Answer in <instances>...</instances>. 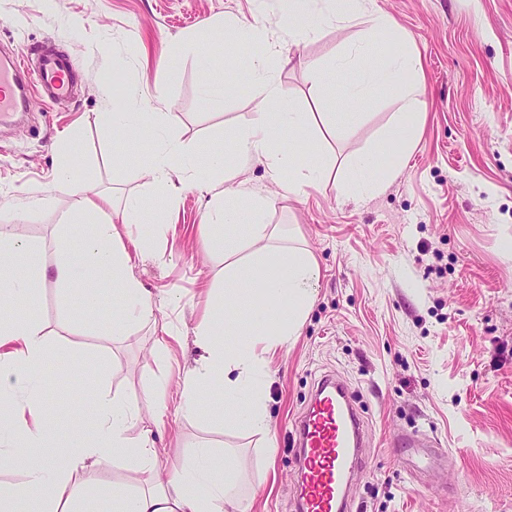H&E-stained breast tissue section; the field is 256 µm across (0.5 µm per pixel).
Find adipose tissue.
I'll return each mask as SVG.
<instances>
[{
    "instance_id": "obj_1",
    "label": "adipose tissue",
    "mask_w": 512,
    "mask_h": 512,
    "mask_svg": "<svg viewBox=\"0 0 512 512\" xmlns=\"http://www.w3.org/2000/svg\"><path fill=\"white\" fill-rule=\"evenodd\" d=\"M261 9L274 13L295 42L318 35L334 22H354L370 31L390 28L374 0H263ZM207 30L212 36L263 47L261 56L242 62L256 110L236 131L239 157L263 161L283 196L305 197L322 170L315 164L300 167L295 151L282 145L283 134L304 141L311 128L308 113L292 111L286 91L267 66L279 56V42L262 21L244 25L231 18L217 19L208 23ZM420 73L419 58L401 44L379 57L376 67L344 97V118L354 124L359 120L354 111L359 99L380 90L391 93L398 106L393 137L402 147L387 163L376 154L345 158L352 178L339 184L340 194L370 195L401 171L409 135L426 107L418 85ZM103 118L113 128L136 131L152 141L153 149L138 171L151 177L156 190H168L176 178L190 183L215 181L223 191L209 211L208 223L249 224L253 249L244 253L235 241L224 244L226 316L199 326L203 362L184 377L178 410L197 411L202 386L220 378L224 396L219 405L210 407V415L270 435L264 354L286 346L297 335L318 278L315 258L305 249L283 244L277 228L267 222L266 197L235 186V168L223 150L212 149L202 166L169 136L171 113L147 111L143 100L133 96L121 111L104 113ZM146 216L136 197L119 209L106 198L79 200L60 229V256L50 269L41 263L33 241L0 225V282L9 284L7 292H0V470L19 469L25 474L22 484L0 489V512H84L76 498L79 475L126 458L138 460L152 472L159 468L150 434L130 439L127 431L134 412L116 400L93 407V437H72L65 455L54 453L52 408L40 384L47 356L42 327L35 318L13 315L5 306L9 300L29 299L34 282L50 273L80 298V307L70 314L75 328L89 329L100 321L106 336L126 335L134 323L153 316L152 299L132 274L130 254L120 237L121 229H133ZM75 240L80 241V250H71ZM94 271L106 276L120 297L119 307L103 309L99 290L89 282ZM228 335L237 336L235 348L225 346ZM238 482L239 467L231 452L204 449L173 467L166 479L137 491H113L112 512H245Z\"/></svg>"
}]
</instances>
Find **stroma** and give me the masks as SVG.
<instances>
[{
    "label": "stroma",
    "mask_w": 512,
    "mask_h": 512,
    "mask_svg": "<svg viewBox=\"0 0 512 512\" xmlns=\"http://www.w3.org/2000/svg\"><path fill=\"white\" fill-rule=\"evenodd\" d=\"M422 65L426 109L414 147L385 187L356 201L341 196L342 160L381 152L396 104L385 92L359 103L355 129L325 127L321 115L341 102L350 81L371 58L325 85H313L305 63L328 66L362 40L382 51L385 35L335 22L319 36L281 43L276 77L292 108L312 113L313 138L300 144L301 164L324 173L302 199L274 195L263 162L242 161L237 179L269 197L268 221L316 258L320 276L307 318L285 347L266 353V409L276 455L267 461L259 435L228 427L206 410L168 413L155 426L147 392L166 383L176 406L185 375L203 351L195 331L209 291L224 287V242H245L248 224H202L213 192L178 184L175 207L163 222L133 231L147 248H131L132 271L150 293L155 323L134 324L110 339L72 332L75 296L53 276L35 285V299L17 312L39 320L48 352L68 346L84 369L51 359L45 391L63 411L57 441L90 437L91 423L73 416L84 400L116 397L137 407L130 438L152 432L161 469L197 448L234 450L247 512H291L296 475L292 431L317 380L344 379L367 430L362 466L351 487L353 512H512V0H376ZM257 0H0V52L15 56L49 41L67 52L78 74L73 98L34 103L27 122L0 133V221L24 215L22 234L42 262L59 256L60 226L73 199L106 197L123 205L157 196L136 178L130 152L98 113L119 110L137 96L176 117L169 134L195 155L220 143L235 157L234 132L252 116L248 88L214 110L201 93L202 68L230 76L228 58L256 53L253 45L211 43L203 57L170 58L176 39L216 17L254 22ZM75 133L66 183L56 181L57 148ZM54 195L50 207L39 206ZM170 324L171 334L155 331ZM428 433L432 449L406 447L405 435ZM149 474L132 461L95 467L78 479L79 492L132 491Z\"/></svg>",
    "instance_id": "1"
}]
</instances>
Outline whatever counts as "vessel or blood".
Returning <instances> with one entry per match:
<instances>
[{
	"instance_id": "obj_1",
	"label": "vessel or blood",
	"mask_w": 512,
	"mask_h": 512,
	"mask_svg": "<svg viewBox=\"0 0 512 512\" xmlns=\"http://www.w3.org/2000/svg\"><path fill=\"white\" fill-rule=\"evenodd\" d=\"M77 80L69 57L36 48L33 57H0V123L34 100L54 104L71 98ZM300 492L293 512H350L351 480L363 460L362 416L349 387L335 376L316 384L295 423Z\"/></svg>"
}]
</instances>
